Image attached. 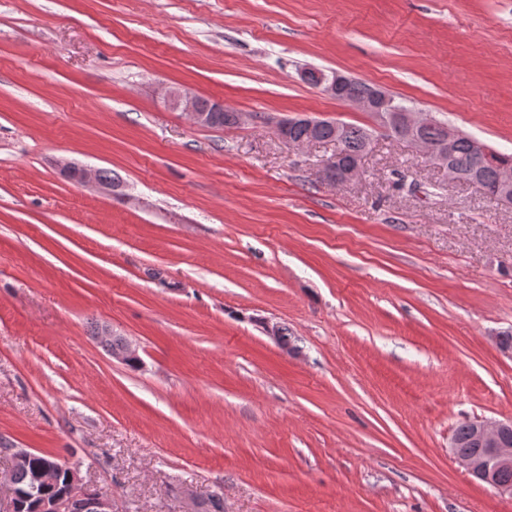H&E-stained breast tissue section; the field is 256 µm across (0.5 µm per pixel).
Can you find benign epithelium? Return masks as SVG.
Returning a JSON list of instances; mask_svg holds the SVG:
<instances>
[{"instance_id": "7a95c632", "label": "benign epithelium", "mask_w": 512, "mask_h": 512, "mask_svg": "<svg viewBox=\"0 0 512 512\" xmlns=\"http://www.w3.org/2000/svg\"><path fill=\"white\" fill-rule=\"evenodd\" d=\"M353 82V78L332 72L321 77L320 91L332 97H339L343 89ZM165 100L174 108L190 114L194 123L205 125L211 120V113L224 111V104L212 100L207 109L198 106V96L179 88L173 87L166 91ZM347 102L367 112L376 114L380 122L391 127L395 122L401 121L406 127V140L424 151L438 166L446 170L448 180L459 182L463 177L451 164L456 141L461 136L460 130L450 126L444 127L441 142L431 147L424 141L422 133L432 123V119L423 113L404 112L399 114L391 108V96L384 90L376 87L369 88L362 96L351 97ZM363 158L343 160L341 150H335L323 160L322 171L334 178L338 184H345L354 180L361 171ZM67 172L76 173V183L81 186H93L105 191L117 193L118 184H110L100 178V169L81 166H70ZM496 200L512 205V169L503 168L498 175V188ZM474 435L480 447L486 449L481 456L454 455L460 467L474 478H477L501 493L512 496V486L500 483L496 473L502 469H512V419L509 421L478 420L473 426ZM112 512V496L104 493H92L82 479L79 470L69 471L66 492L51 499H45L40 504L41 512Z\"/></svg>"}]
</instances>
